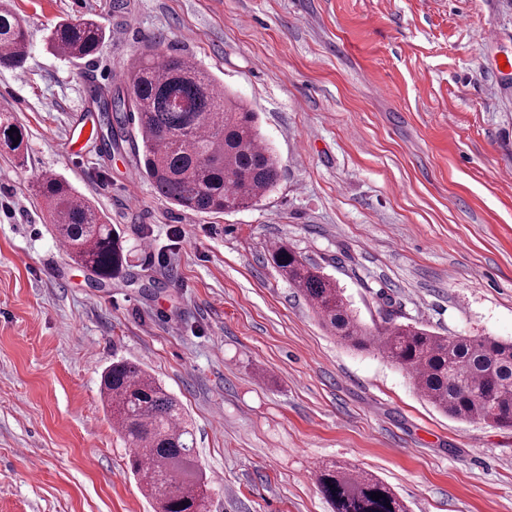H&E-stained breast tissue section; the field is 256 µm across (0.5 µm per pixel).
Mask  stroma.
<instances>
[{"instance_id": "stroma-1", "label": "stroma", "mask_w": 512, "mask_h": 512, "mask_svg": "<svg viewBox=\"0 0 512 512\" xmlns=\"http://www.w3.org/2000/svg\"><path fill=\"white\" fill-rule=\"evenodd\" d=\"M32 39L0 68V512H153L103 405L112 360L182 404L210 512H331L317 470L355 464L408 512H512V428L451 419L377 347L328 333L268 259L284 242L367 327L512 339V0H8ZM92 18L96 54L47 28ZM158 36L258 113L276 188L196 213L108 150L85 74ZM66 180L120 232L98 285L57 241L35 178ZM105 29L93 19H62L45 36L48 48L68 58L93 56L105 38Z\"/></svg>"}]
</instances>
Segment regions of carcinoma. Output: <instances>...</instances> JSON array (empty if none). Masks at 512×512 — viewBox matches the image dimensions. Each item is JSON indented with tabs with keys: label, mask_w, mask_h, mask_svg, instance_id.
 <instances>
[{
	"label": "carcinoma",
	"mask_w": 512,
	"mask_h": 512,
	"mask_svg": "<svg viewBox=\"0 0 512 512\" xmlns=\"http://www.w3.org/2000/svg\"><path fill=\"white\" fill-rule=\"evenodd\" d=\"M31 34L8 7L0 8V67L20 68ZM105 29L92 19H63L45 36L48 48L71 59L94 55ZM162 41L146 45L125 85L90 90L107 124L134 121L142 145L143 173L174 205L200 213L245 208L271 192L281 163L264 143L256 113L217 87L188 56ZM23 128L0 119V145L17 151ZM19 144H14V141ZM55 235L69 258L102 284L120 275L124 246L96 208L65 180H37ZM272 263L309 302L322 324L356 349L377 346L413 373L417 388L438 411L463 422L512 428V341L492 336H439L396 324L388 298L379 310L383 325L371 331L353 314L343 288L322 267L285 243L270 252ZM102 395L129 448L130 467L154 512H200L207 489L194 458V439L178 400L139 364L112 362ZM318 484L332 512H407L398 493L355 466L327 462ZM383 498L374 500L371 493Z\"/></svg>",
	"instance_id": "1"
}]
</instances>
